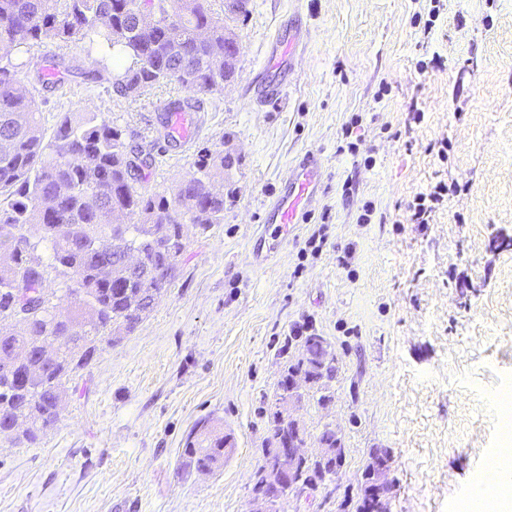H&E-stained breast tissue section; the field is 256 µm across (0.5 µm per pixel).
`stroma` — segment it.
<instances>
[{"instance_id":"1","label":"stroma","mask_w":512,"mask_h":512,"mask_svg":"<svg viewBox=\"0 0 512 512\" xmlns=\"http://www.w3.org/2000/svg\"><path fill=\"white\" fill-rule=\"evenodd\" d=\"M441 2L425 49L416 18L430 0H250L238 75L204 97L185 149L165 143L155 111L188 98L181 85L121 96L112 70L68 46L50 86L33 50L17 79L45 129L62 112L119 126L154 158L139 171L144 188L168 194L201 148H225L233 194L223 223L190 234L149 316L103 339L68 383L56 426L33 445L0 434V512H251L280 350L306 321L330 343L336 376L328 405L312 391L295 416L309 454L331 426L345 456L333 483L291 491L280 512H356L376 448L390 456V512H450L467 496L501 444L495 399L512 391V246L497 245L512 237V0ZM294 13L307 37L293 68L271 76L279 100L262 101L248 85ZM355 115L354 157L338 146ZM309 149L324 156L325 190L258 260L264 206ZM440 183L450 191L428 223H396L398 204ZM368 200L387 223H359ZM204 419L236 448L208 474L183 455Z\"/></svg>"}]
</instances>
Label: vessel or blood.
<instances>
[{
	"label": "vessel or blood",
	"instance_id": "b4317fda",
	"mask_svg": "<svg viewBox=\"0 0 512 512\" xmlns=\"http://www.w3.org/2000/svg\"><path fill=\"white\" fill-rule=\"evenodd\" d=\"M303 32L296 22H289L288 36L275 40L268 53L267 71H282L292 66ZM160 125L169 144L183 148L198 130L196 113L164 102L158 107ZM325 180V164L320 152L309 150L297 158L279 180L276 193L264 211V221L284 229L304 223L318 200Z\"/></svg>",
	"mask_w": 512,
	"mask_h": 512
}]
</instances>
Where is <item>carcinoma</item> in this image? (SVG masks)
<instances>
[{"instance_id":"1","label":"carcinoma","mask_w":512,"mask_h":512,"mask_svg":"<svg viewBox=\"0 0 512 512\" xmlns=\"http://www.w3.org/2000/svg\"><path fill=\"white\" fill-rule=\"evenodd\" d=\"M205 0H0V420L23 425L13 436L33 444L60 418L65 383L88 365L102 338L132 332L171 284L190 229L224 223V197L208 188L233 166L224 150H199L171 196L139 185L135 150L120 127L66 112L52 133L16 73L35 47L74 43L117 66L119 93L175 82L194 92L218 90L235 78L224 68V14ZM156 15L152 26L143 12ZM209 30L199 37L198 30ZM48 262L35 255L41 243ZM142 255L136 266L125 248ZM62 278L67 312L44 285ZM26 292L17 316V292ZM306 358L285 367L314 384L336 367L316 331L299 336ZM232 445L223 427L199 421L184 454L200 471L224 464Z\"/></svg>"}]
</instances>
